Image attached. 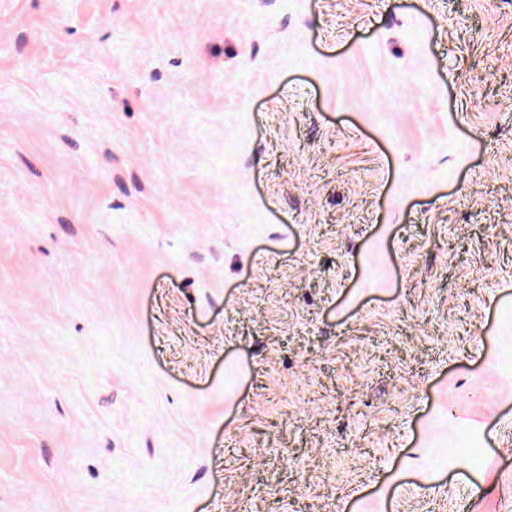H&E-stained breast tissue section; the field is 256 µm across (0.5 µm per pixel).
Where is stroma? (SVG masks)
<instances>
[{
    "label": "stroma",
    "mask_w": 512,
    "mask_h": 512,
    "mask_svg": "<svg viewBox=\"0 0 512 512\" xmlns=\"http://www.w3.org/2000/svg\"><path fill=\"white\" fill-rule=\"evenodd\" d=\"M0 512H512V0H0Z\"/></svg>",
    "instance_id": "stroma-1"
}]
</instances>
